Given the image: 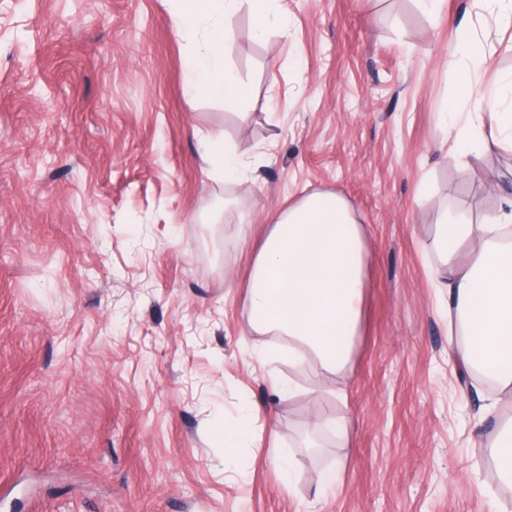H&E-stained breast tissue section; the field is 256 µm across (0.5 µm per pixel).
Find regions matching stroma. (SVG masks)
Listing matches in <instances>:
<instances>
[{
	"label": "stroma",
	"instance_id": "obj_1",
	"mask_svg": "<svg viewBox=\"0 0 512 512\" xmlns=\"http://www.w3.org/2000/svg\"><path fill=\"white\" fill-rule=\"evenodd\" d=\"M230 20L239 108L185 92L172 0H0V512H499L475 448L490 387L448 362L433 227L485 222L512 147L438 149L449 68L512 72L477 0H283ZM234 148L243 182L210 169ZM341 196L368 231L341 374L249 356L251 260L277 211ZM292 383L293 397L279 384ZM349 425L348 440L329 428ZM246 424L229 455L224 428ZM294 465L292 491L279 458ZM335 483L315 488L319 473ZM281 0H255V9L259 15L260 23L257 31L260 34L274 25L284 26L287 23L285 12L279 4Z\"/></svg>",
	"mask_w": 512,
	"mask_h": 512
}]
</instances>
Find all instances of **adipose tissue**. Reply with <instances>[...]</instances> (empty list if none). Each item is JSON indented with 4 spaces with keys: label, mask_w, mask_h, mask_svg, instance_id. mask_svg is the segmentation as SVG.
<instances>
[{
    "label": "adipose tissue",
    "mask_w": 512,
    "mask_h": 512,
    "mask_svg": "<svg viewBox=\"0 0 512 512\" xmlns=\"http://www.w3.org/2000/svg\"><path fill=\"white\" fill-rule=\"evenodd\" d=\"M174 2L183 32L203 41L187 62L188 94L242 105L247 90L228 63V22L240 0ZM457 89L476 111L491 112L503 142L512 143V73L499 75L490 90L466 79ZM444 127L443 142L454 159L486 146L475 122H462L459 112L445 113ZM366 244L365 226L333 193L309 195L273 215L251 264L252 330L284 338L296 365L312 357L325 372L344 370L367 286ZM433 244L448 269L441 315L456 332L448 360L494 384L495 396L482 407L484 417L494 416L512 397V196L504 197L491 224L442 211Z\"/></svg>",
    "instance_id": "1"
}]
</instances>
